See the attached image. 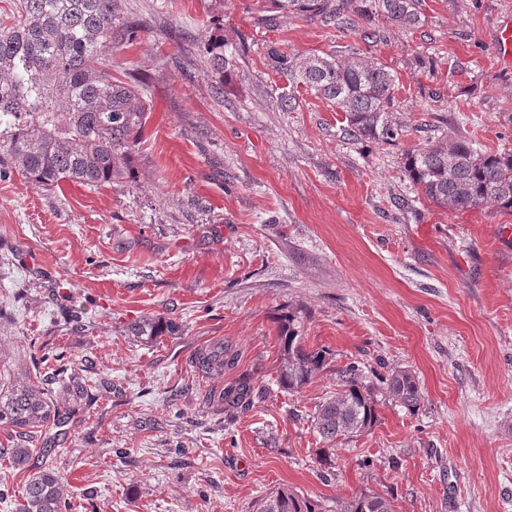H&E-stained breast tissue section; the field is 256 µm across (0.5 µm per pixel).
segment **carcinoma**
Segmentation results:
<instances>
[{"label": "carcinoma", "instance_id": "1", "mask_svg": "<svg viewBox=\"0 0 512 512\" xmlns=\"http://www.w3.org/2000/svg\"><path fill=\"white\" fill-rule=\"evenodd\" d=\"M275 6L329 26L356 16L370 24L382 18L403 29L421 25L420 0H274ZM118 0H16L14 20L0 25V176L17 172L32 185L53 190L75 183L88 188L130 177L136 134L146 111L145 82L134 74L112 77V51L133 42L138 28L118 24ZM210 66L219 82L231 78L239 53L222 38L208 43ZM269 68L303 86L345 115L344 136L352 141L389 143L399 136L390 119L396 79L374 56H288L272 48ZM404 170L420 194L445 210L492 207L512 212V153L491 152L469 139L425 140L406 150ZM294 315L280 326L279 383L301 391L332 360L327 348L307 350L295 330ZM175 322L144 318L130 327L144 343L172 335ZM340 390L319 404L312 425L328 444L358 438L376 422L375 391L411 411L421 405V389L409 370L396 369L378 383L366 379L355 362L336 368ZM254 392L246 374L224 400L248 407ZM76 409L59 410L44 389L29 385L0 401V423L32 430L61 425ZM33 449L16 443L13 466L23 469ZM64 481L50 467L28 476L18 512H62ZM258 512H323L322 504L292 490L261 500ZM340 512H394L392 501L362 492Z\"/></svg>", "mask_w": 512, "mask_h": 512}]
</instances>
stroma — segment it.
Returning a JSON list of instances; mask_svg holds the SVG:
<instances>
[{
    "instance_id": "stroma-1",
    "label": "stroma",
    "mask_w": 512,
    "mask_h": 512,
    "mask_svg": "<svg viewBox=\"0 0 512 512\" xmlns=\"http://www.w3.org/2000/svg\"><path fill=\"white\" fill-rule=\"evenodd\" d=\"M119 7L142 27L112 73H138L150 100L131 178L53 191L0 179V377L23 386L48 358L53 400L79 410L29 441L64 478L62 512H255L283 488L326 512L364 490L395 512H512V251L497 242L512 215L437 208L402 164L457 133L512 152L497 54L512 0H422L416 29L325 27L272 0ZM220 35L246 47L221 90L205 51ZM272 47L382 61L396 144L347 140L342 114L302 86L281 111ZM291 311L305 347L334 355L293 394L278 383L277 319ZM156 315L175 335L129 336ZM219 345L234 365L198 370L195 354ZM353 361L411 370L421 407L378 395L376 426L324 465L310 416ZM246 373L250 407L225 410L219 394ZM13 441L0 427V512H16L29 476Z\"/></svg>"
}]
</instances>
